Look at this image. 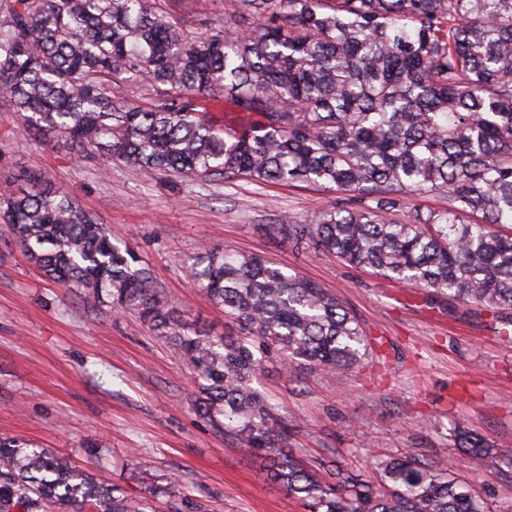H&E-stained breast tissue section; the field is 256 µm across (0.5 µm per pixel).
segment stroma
I'll list each match as a JSON object with an SVG mask.
<instances>
[{"instance_id": "stroma-1", "label": "stroma", "mask_w": 512, "mask_h": 512, "mask_svg": "<svg viewBox=\"0 0 512 512\" xmlns=\"http://www.w3.org/2000/svg\"><path fill=\"white\" fill-rule=\"evenodd\" d=\"M48 178L127 243L175 317L213 336L239 325L196 288L186 259L201 245L256 254L334 293L377 341L336 374L270 358L253 385L278 407L287 446L307 467L333 463L375 480L379 459L410 456L457 475L490 512H512V467L465 456L456 424L512 448V340L481 308L405 287L334 253L289 247L268 227L312 223L336 194L300 183L200 185L116 160L73 157L29 115L0 102V191ZM179 349L131 312L45 280L0 223V435L72 457L153 512H305L267 480L253 452L198 410ZM181 477L171 493L167 478Z\"/></svg>"}]
</instances>
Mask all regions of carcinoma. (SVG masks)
I'll use <instances>...</instances> for the list:
<instances>
[{
    "label": "carcinoma",
    "mask_w": 512,
    "mask_h": 512,
    "mask_svg": "<svg viewBox=\"0 0 512 512\" xmlns=\"http://www.w3.org/2000/svg\"><path fill=\"white\" fill-rule=\"evenodd\" d=\"M185 0H7L0 101L77 158L208 185L302 183L342 198L283 241L387 280L512 310V0H224V24L185 25ZM224 100L248 124L222 127ZM423 197L445 209L396 207ZM26 259L49 280L166 331L204 396L199 410L267 463L306 512H487L446 466L379 463L376 482L322 480L283 443L288 425L252 387L268 354L335 372L368 350L335 295L257 255L205 247L192 282L247 335L174 319L151 273L63 190L34 178L0 198ZM457 444L512 465L463 427ZM0 512H148L69 458L0 437Z\"/></svg>",
    "instance_id": "cac0c4a2"
}]
</instances>
